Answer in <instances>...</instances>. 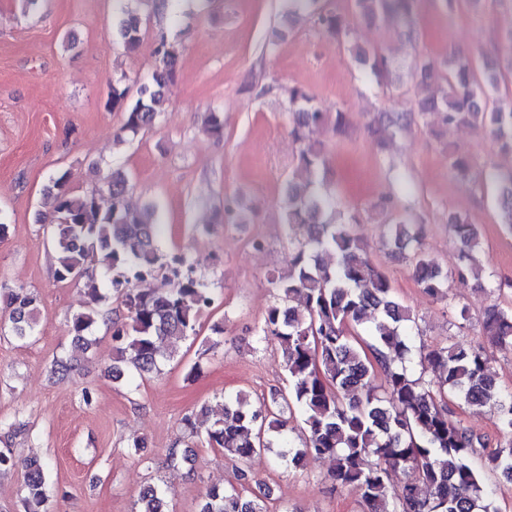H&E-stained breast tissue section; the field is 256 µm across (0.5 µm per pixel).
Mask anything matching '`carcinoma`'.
Segmentation results:
<instances>
[{"instance_id": "obj_1", "label": "carcinoma", "mask_w": 512, "mask_h": 512, "mask_svg": "<svg viewBox=\"0 0 512 512\" xmlns=\"http://www.w3.org/2000/svg\"><path fill=\"white\" fill-rule=\"evenodd\" d=\"M288 2L293 14L345 43L350 42L351 14L375 25L398 21L409 36L419 35L414 26L416 0H348L345 11L328 10L319 0ZM115 28L124 47L132 51L139 45L143 18L125 10ZM349 52L377 88L399 89L391 80V59L382 49L351 45ZM157 57L155 86L141 87L135 101H128L126 89L112 87V110L125 114L115 134L120 142L135 139L160 112L162 89L177 60L175 48L163 37ZM506 83L502 72L482 71L467 57L425 59L413 76L412 89L419 97L416 109L377 114L376 146L384 150L388 139L436 114L445 127L471 126L488 135L494 148L512 151V100L501 93ZM286 94L288 111L294 115L291 134L303 144L298 162L305 182L286 187L285 223L301 238L293 242L288 274L271 279L277 302L268 308L260 332L278 342L288 387L272 392L270 400L257 406L239 392L224 397L218 411L200 407L185 418L189 438L220 450L243 467L274 446L279 458L292 465L305 458L328 457L333 460V480L357 490L365 512H497L494 490L482 474L480 449L486 442L448 409L445 400L455 397L493 412L503 440L487 463L512 482V392L501 389L481 348L463 342L415 344V321L364 240L350 228L357 218H330L336 199L320 189L327 155L313 135L344 134L345 112L338 109L332 116L293 87ZM204 124L209 134L222 135L224 113H208ZM67 182L65 172L53 178L46 189L52 209L35 215V223L51 227L55 276L60 282L76 283L94 266L102 267L108 275L107 291L127 312L126 321L112 333L116 357L109 373L116 381L159 374L165 363L178 357L177 341L197 333L212 296L190 273L164 292L130 283L128 273H152L164 265L166 255L160 248L155 207L137 211L127 206L128 183L122 172L101 179L99 191L112 199L107 210L101 209L96 193L76 196ZM497 199L501 224L512 231V176L498 186ZM379 208L383 237L392 252L407 259L425 293L447 296L448 273L422 250L421 230L414 229L407 216L389 211V203L382 202ZM448 224L461 245L456 275L470 276L485 289L477 226L461 214L449 216ZM87 294V306L69 322L72 344L83 353L94 344L93 325L108 319L100 289L91 282ZM0 303L8 312L10 334L22 343L33 341L38 295L0 282ZM483 327L496 347L512 350L511 305H490L483 313ZM425 363L439 372L438 380H427L417 371ZM378 373L383 377L379 389L373 385ZM282 402L303 425L298 446L287 437L288 419L279 410ZM18 465L24 468L26 512H48V463H20L11 448H0V471ZM169 494L160 485L143 486L137 512H166ZM266 498L245 496L234 486L212 487L200 512H268Z\"/></svg>"}]
</instances>
